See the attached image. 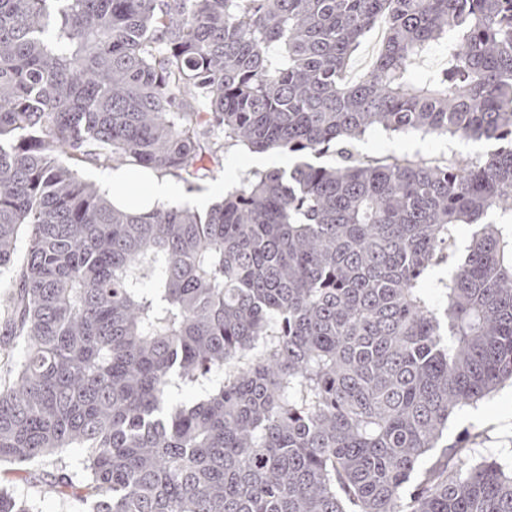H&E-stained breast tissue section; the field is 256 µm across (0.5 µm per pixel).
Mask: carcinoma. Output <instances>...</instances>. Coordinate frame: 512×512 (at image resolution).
<instances>
[{
  "label": "carcinoma",
  "instance_id": "1",
  "mask_svg": "<svg viewBox=\"0 0 512 512\" xmlns=\"http://www.w3.org/2000/svg\"><path fill=\"white\" fill-rule=\"evenodd\" d=\"M226 145L297 161L135 216L59 159L188 183ZM3 270L0 464L78 512H512V454L424 465L512 385V0H0ZM383 36L384 33L381 29H375L368 32L362 38L360 45L351 57L349 68L346 71L348 80L357 79L370 68ZM442 50L439 46L434 45L428 55L424 58L423 62H421L412 72L411 80L414 82H420L431 73L434 72L441 67L442 61ZM494 149V143L472 138L404 136L373 132L359 140L354 145L353 152L373 160H385L392 156H416L444 161L451 157L463 158L483 154Z\"/></svg>",
  "mask_w": 512,
  "mask_h": 512
}]
</instances>
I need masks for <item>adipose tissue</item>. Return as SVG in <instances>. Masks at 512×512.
Listing matches in <instances>:
<instances>
[{
    "label": "adipose tissue",
    "instance_id": "ef3b65f1",
    "mask_svg": "<svg viewBox=\"0 0 512 512\" xmlns=\"http://www.w3.org/2000/svg\"><path fill=\"white\" fill-rule=\"evenodd\" d=\"M102 189L112 203L126 206L138 215L148 214L154 206L180 200L183 196L180 184L139 168H122L106 174Z\"/></svg>",
    "mask_w": 512,
    "mask_h": 512
}]
</instances>
